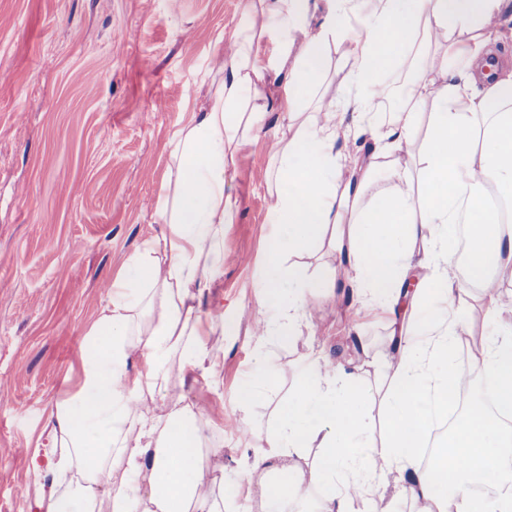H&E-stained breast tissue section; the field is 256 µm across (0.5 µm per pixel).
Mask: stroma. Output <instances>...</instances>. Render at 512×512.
Instances as JSON below:
<instances>
[{"label":"stroma","instance_id":"1","mask_svg":"<svg viewBox=\"0 0 512 512\" xmlns=\"http://www.w3.org/2000/svg\"><path fill=\"white\" fill-rule=\"evenodd\" d=\"M244 0H0V512H48L59 450L58 400L77 387L85 330L124 259L162 236L173 192L171 139L221 80L219 48L244 23ZM272 113L237 156L227 182L240 200L224 229L223 273L201 309L223 311L218 381L186 375V402L204 407L207 459L234 506L247 495L244 464L270 408L243 409L255 377L261 316L255 284L274 230L263 175L281 134ZM288 343L267 346L268 393L284 394L310 347L375 391L388 373L389 320L368 313L344 280Z\"/></svg>","mask_w":512,"mask_h":512}]
</instances>
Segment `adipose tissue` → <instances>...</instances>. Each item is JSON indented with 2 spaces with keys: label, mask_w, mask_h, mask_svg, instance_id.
I'll return each mask as SVG.
<instances>
[{
  "label": "adipose tissue",
  "mask_w": 512,
  "mask_h": 512,
  "mask_svg": "<svg viewBox=\"0 0 512 512\" xmlns=\"http://www.w3.org/2000/svg\"><path fill=\"white\" fill-rule=\"evenodd\" d=\"M247 0L244 37L222 58L221 84L202 112L174 134V193L161 219L166 234L143 243L107 285L106 303L79 354L83 380L53 414L60 456L50 512H225L224 484L204 459L208 418L181 403L186 372L217 375L223 314L199 316L200 300L223 265L224 227L240 203L226 170L256 137L267 112L283 107L288 125L275 141L266 186L279 228L262 255L256 285L265 316L255 337L256 378L242 407L266 398L269 342L287 341L312 315V301L337 279L364 307L391 313L397 366L382 395L387 432L367 420L361 378L319 352L262 428V454L246 463L244 512H289L301 495L312 512H376L384 498H406L421 512H512L473 484L512 482V336L489 328L474 368L493 385L495 414L473 405L444 454L420 465L432 429L447 416L465 372L457 362L467 318L461 279L483 286L512 268V67L488 50L512 20V0ZM320 22H313L315 11ZM360 17L359 35L340 21ZM279 34L275 57L261 43ZM416 67L378 111L388 73ZM346 68L331 98L318 91L333 59ZM286 72L283 102L267 92L270 70ZM355 113L347 124V113ZM368 137L369 156L337 150ZM416 147L413 169L401 152ZM392 183L370 193L378 168ZM472 225L463 259L453 243ZM331 242L332 270L309 269L304 255ZM430 273L411 298L419 316L395 319L416 255Z\"/></svg>",
  "instance_id": "obj_1"
}]
</instances>
